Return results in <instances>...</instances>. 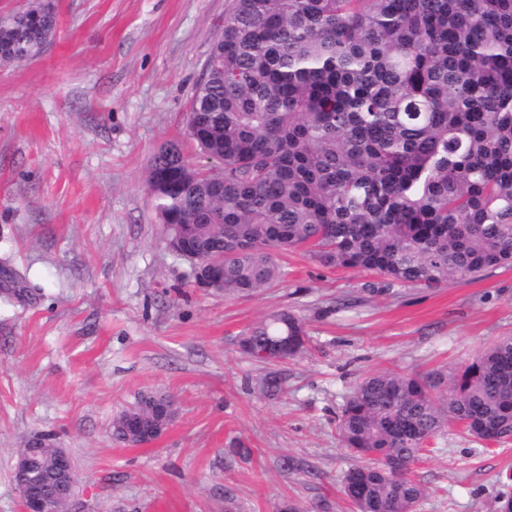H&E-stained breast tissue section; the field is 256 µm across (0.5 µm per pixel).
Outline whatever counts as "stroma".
<instances>
[{
  "mask_svg": "<svg viewBox=\"0 0 512 512\" xmlns=\"http://www.w3.org/2000/svg\"><path fill=\"white\" fill-rule=\"evenodd\" d=\"M230 0H55L44 51L0 66V512H21L19 448L70 455L71 512H354L355 459L336 434L353 386L382 370L451 374L512 336V267L367 295L376 274L301 252L250 294L198 288L162 238L145 180L186 134L194 87ZM304 351L255 362L238 341L274 311ZM283 392L265 388L269 376ZM175 414L148 446L113 442L142 393ZM414 468L417 512H498L512 440L458 423Z\"/></svg>",
  "mask_w": 512,
  "mask_h": 512,
  "instance_id": "1",
  "label": "stroma"
}]
</instances>
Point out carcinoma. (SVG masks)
I'll return each instance as SVG.
<instances>
[{
    "label": "carcinoma",
    "mask_w": 512,
    "mask_h": 512,
    "mask_svg": "<svg viewBox=\"0 0 512 512\" xmlns=\"http://www.w3.org/2000/svg\"><path fill=\"white\" fill-rule=\"evenodd\" d=\"M56 12L0 23V64L55 35ZM187 135L212 166L176 145L152 157L147 186L163 224L190 228L226 292L281 277L302 249L325 268L381 277L369 294L434 288L512 266V0H231ZM302 321L275 312L240 338L255 358L277 341L304 348ZM141 395L131 412L163 406ZM491 442L512 438V337L449 377L378 371L337 417L356 457L342 477L359 512H416L412 474L449 423Z\"/></svg>",
    "instance_id": "1"
}]
</instances>
